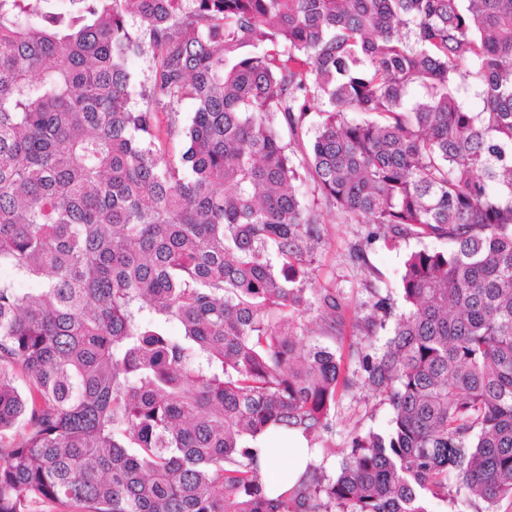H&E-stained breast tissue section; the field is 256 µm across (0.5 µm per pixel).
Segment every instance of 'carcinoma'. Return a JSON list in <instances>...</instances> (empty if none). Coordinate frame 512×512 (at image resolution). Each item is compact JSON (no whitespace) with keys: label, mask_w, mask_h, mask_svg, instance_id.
Returning a JSON list of instances; mask_svg holds the SVG:
<instances>
[{"label":"carcinoma","mask_w":512,"mask_h":512,"mask_svg":"<svg viewBox=\"0 0 512 512\" xmlns=\"http://www.w3.org/2000/svg\"><path fill=\"white\" fill-rule=\"evenodd\" d=\"M48 2L0 0V512L512 498V0ZM321 204L448 249L410 253L384 343L390 297L355 321L390 428L270 498L259 445L335 452L349 384Z\"/></svg>","instance_id":"cac0c4a2"}]
</instances>
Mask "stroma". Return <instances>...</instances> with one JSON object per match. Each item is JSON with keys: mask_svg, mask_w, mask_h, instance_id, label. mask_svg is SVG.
Returning <instances> with one entry per match:
<instances>
[{"mask_svg": "<svg viewBox=\"0 0 512 512\" xmlns=\"http://www.w3.org/2000/svg\"><path fill=\"white\" fill-rule=\"evenodd\" d=\"M322 220V240L307 267L308 285L332 288L342 295L346 308L338 334L347 345L357 339L355 317L360 305L369 300L370 289H382L395 306H402L401 275L408 254L420 249L442 250L446 244L436 239L415 238L387 242L372 236L369 226L344 223L327 210L323 211ZM359 242L366 245L360 260L352 254L353 245ZM392 416L393 408L384 397L358 385L345 390L334 411L335 428L330 444L335 453L324 459L329 474H338V453L349 447L352 437L388 428Z\"/></svg>", "mask_w": 512, "mask_h": 512, "instance_id": "35a3bbf8", "label": "stroma"}]
</instances>
